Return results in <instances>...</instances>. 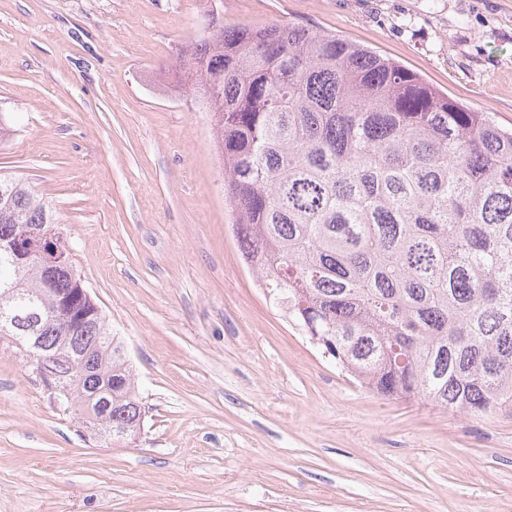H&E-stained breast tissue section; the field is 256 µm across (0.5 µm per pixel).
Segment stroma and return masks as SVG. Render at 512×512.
Masks as SVG:
<instances>
[{"label": "stroma", "instance_id": "obj_1", "mask_svg": "<svg viewBox=\"0 0 512 512\" xmlns=\"http://www.w3.org/2000/svg\"><path fill=\"white\" fill-rule=\"evenodd\" d=\"M288 23L512 128V0H0V170L52 203L146 411L135 443L101 438L0 342V512H512V406L374 396L242 263L211 115L171 65Z\"/></svg>", "mask_w": 512, "mask_h": 512}]
</instances>
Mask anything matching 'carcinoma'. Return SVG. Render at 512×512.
Instances as JSON below:
<instances>
[{"instance_id":"cac0c4a2","label":"carcinoma","mask_w":512,"mask_h":512,"mask_svg":"<svg viewBox=\"0 0 512 512\" xmlns=\"http://www.w3.org/2000/svg\"><path fill=\"white\" fill-rule=\"evenodd\" d=\"M174 66L210 103L242 257L288 320L376 396L476 418L511 405L512 132L293 24L221 28ZM66 242L51 204L0 171V338L39 337L31 367L69 391V415L100 391L110 440H131L145 415L133 366L58 263Z\"/></svg>"}]
</instances>
